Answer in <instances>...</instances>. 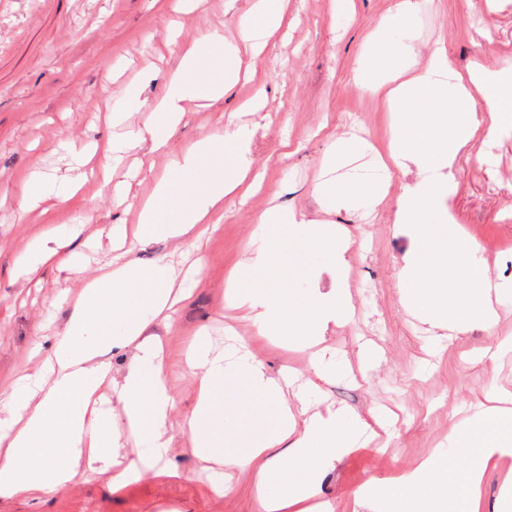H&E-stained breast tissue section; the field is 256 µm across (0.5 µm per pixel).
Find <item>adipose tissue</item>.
<instances>
[{
    "instance_id": "ef3b65f1",
    "label": "adipose tissue",
    "mask_w": 512,
    "mask_h": 512,
    "mask_svg": "<svg viewBox=\"0 0 512 512\" xmlns=\"http://www.w3.org/2000/svg\"><path fill=\"white\" fill-rule=\"evenodd\" d=\"M410 9L411 0H395L380 19L368 40L375 52L357 66V83L383 95L394 118L380 165L416 175L399 195L394 216L411 240L400 275L417 284L403 301L449 346L475 325L495 332L498 300L507 284L490 276L479 243L440 237L422 218L430 211L450 218L457 192L453 165L476 134L492 136L512 128V76L478 62L467 72L454 71L439 44L414 68H406L392 35L403 27ZM287 16L288 0H260L258 10L240 20L245 52L258 55L271 36L287 27ZM174 45L179 60L165 96L148 103L131 95L122 112L112 115L118 122L123 112L143 110L151 113V121L128 129L122 138L73 151L76 176L66 182L41 177L28 190L25 209L74 195L86 181L90 163L108 171L143 145L167 155L168 164L140 206L139 225H164L166 239L176 246H198L221 224L226 198L248 197V128L227 119L223 131L204 135L180 154L172 152L163 131L182 121L187 104L217 102L240 80L256 83L260 77L256 70H242L238 55L226 54L221 33L183 46L164 34L163 49ZM387 190V185L357 180L326 181L315 188L319 198L332 199L339 208L359 200L375 202ZM257 222L265 235L247 262L252 280L243 283L237 270L226 282L230 302L251 321L252 334L238 337L223 356L196 351L186 359L199 380L189 420L194 451L202 459L222 461L228 472L252 473L262 512H333L330 503L317 499L321 477L350 449L379 438L384 426L373 416L311 409L296 376H270L251 343L277 338L309 351L314 371L323 370L328 336L348 323L354 309L346 278L353 240L337 225L276 207L265 210ZM138 244V238L123 233L112 238L107 271L83 289L64 332L33 375L46 388L37 406L12 394L0 395V413L11 417L0 423V498L39 499L75 482L87 467L120 465L125 437L146 422L152 426L153 455L168 456L167 424L174 400L151 319L138 310L147 303L154 317L165 316L172 307L171 272L159 262L144 274L133 258ZM294 250L328 257L329 287L313 289L302 300L281 288L282 260ZM114 324L123 326L122 335L111 334ZM128 350L133 353L128 371L115 378L109 356ZM107 382L112 385L110 399L122 407V420L103 413L107 398L101 387ZM256 395L274 403L275 411L247 409V399ZM448 424L466 470H458L447 455L429 454L384 488V512H479L485 472L512 461V394H485L471 417L452 418Z\"/></svg>"
}]
</instances>
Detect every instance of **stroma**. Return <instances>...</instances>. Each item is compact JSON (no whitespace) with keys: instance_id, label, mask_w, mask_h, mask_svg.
<instances>
[{"instance_id":"35a3bbf8","label":"stroma","mask_w":512,"mask_h":512,"mask_svg":"<svg viewBox=\"0 0 512 512\" xmlns=\"http://www.w3.org/2000/svg\"><path fill=\"white\" fill-rule=\"evenodd\" d=\"M256 0H174L179 42L216 30L227 52H240L241 15ZM392 0H289L286 37L272 38L258 56L242 54L265 84L267 104L258 112L239 111L253 88L240 84L207 108L189 107L170 133L173 150L190 148L203 134L222 130L228 115L252 132L249 159L262 175L261 189L246 200L226 198L224 221L201 249L174 250L159 234L145 237L135 254L143 270L159 258L173 268L175 288L184 289L170 319L156 333L165 352L175 408L168 429V460L148 458L150 426H143L135 470L113 488V470L86 469L74 483L34 500L23 495L0 499V512H258L250 474H233L231 494L217 495L223 482L221 461H205L191 451L186 419L192 412L198 380L183 363L193 348L223 354L224 330L249 335L225 301V276L244 259L247 244L259 242L257 216L274 204L319 215L348 231L354 241L347 274L355 307L348 325L330 336L337 366L352 376L316 380L304 353L255 342L253 351L269 373L288 366L309 379L312 407L333 405L360 415L392 413L396 454L365 448L345 456L319 486L335 512H359L357 493H372L384 482L432 451L447 452L448 414H469L485 393L512 390V350L495 369L463 366L458 355L476 353L496 337L512 336V291L499 302L495 334L471 327L453 347L439 350L424 324L407 312L401 293L400 260L409 246L393 222L397 198L407 179L391 171L388 194L376 209L368 206L324 212L312 189L332 145L356 135L386 147L385 106L354 80L365 41ZM167 20L153 0H0V386L26 396L24 375L34 373L46 350L62 333L81 287L110 259L109 228L138 222V209L112 201L111 186L90 185L86 194L55 200L48 215L20 214L22 193L35 172L73 177L70 143L119 136L126 126L148 122L132 112L126 125L109 126L113 104L139 93L152 100L165 94L175 67L173 54L155 59L154 49ZM443 44L454 68L473 62L492 70L512 66V0H417L413 16L396 44L399 53L425 56ZM156 69L144 75L147 61ZM142 175L132 186L145 198L165 171L164 157L147 148L134 151L112 171L113 184L127 178L130 165ZM458 192L451 221L435 223L439 233L463 229L481 243L492 276L512 281V131L479 138L470 156L454 169ZM66 239L60 266L27 276L17 259L39 241L46 224ZM327 264L324 254L290 255L283 287L307 297L314 274ZM175 464L180 477L166 473Z\"/></svg>"}]
</instances>
